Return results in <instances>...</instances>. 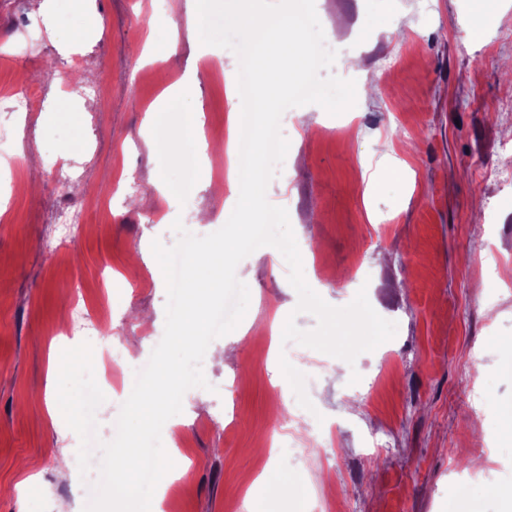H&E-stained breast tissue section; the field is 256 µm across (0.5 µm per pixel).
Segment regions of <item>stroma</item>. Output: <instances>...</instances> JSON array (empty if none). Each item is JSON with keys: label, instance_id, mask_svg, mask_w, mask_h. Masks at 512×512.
I'll return each mask as SVG.
<instances>
[{"label": "stroma", "instance_id": "obj_1", "mask_svg": "<svg viewBox=\"0 0 512 512\" xmlns=\"http://www.w3.org/2000/svg\"><path fill=\"white\" fill-rule=\"evenodd\" d=\"M316 12L328 38L356 56L352 80L373 92L307 125L284 112L281 133L300 145L267 193L283 199L330 299L343 307L366 289L397 333L341 370L303 348L320 366L314 380L297 391L277 383L291 359L268 345L270 317L298 296L285 260L240 261L246 332L213 340L232 357L204 358L208 388L183 397L174 458L183 473L167 485L171 507L232 512L242 491L266 500V512H309L325 501L336 512H506L501 490L512 474L475 483L464 501L451 494L458 471L490 469L497 450H512L498 428L512 414V371L503 368L512 351L495 342L512 336V184L493 175L512 170V151L501 150L512 144V76L503 69L512 0L491 15L483 0H318ZM55 16L31 53L0 54V120L12 119L8 92L34 95V151L21 181L0 187L14 218L0 224V512H54L59 501L82 512L91 494L67 465L79 436L47 408L57 400L52 360L78 340L50 328L80 296L93 313H111L123 348L147 356L149 337L164 334L167 301L152 241L173 246L177 220L198 236L227 221L212 179L219 155L209 154L187 195L179 160L191 144L170 141L198 101L214 130L209 141L219 143L238 104L226 84L238 74L234 52L218 51L224 81L205 74L191 28L195 0H89L81 12L56 0ZM77 34L83 40L71 46ZM76 57L83 81L108 70L103 100L61 91ZM189 76L197 101L170 97ZM46 154L72 159L78 183L60 185ZM127 171L134 192L110 198L111 181ZM200 205L211 223L192 222ZM63 207L81 210L83 221L59 257L43 240ZM277 420L328 431V444L305 461L270 464L266 437ZM29 458L39 462L33 498L19 489ZM317 469L320 485L308 479ZM270 475L289 486L287 499H266Z\"/></svg>", "mask_w": 512, "mask_h": 512}]
</instances>
